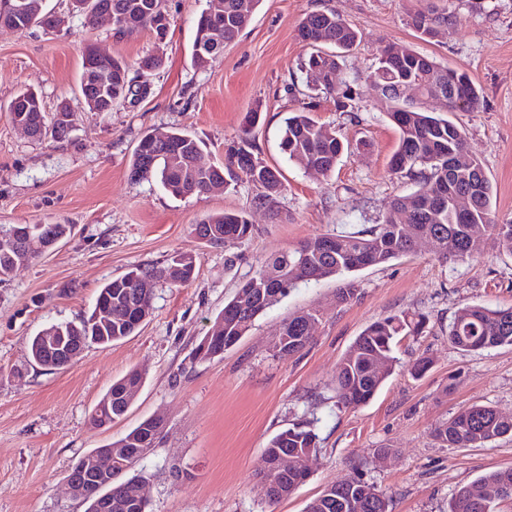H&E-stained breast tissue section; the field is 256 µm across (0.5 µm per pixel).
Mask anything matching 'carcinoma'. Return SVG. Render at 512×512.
<instances>
[{"instance_id":"cac0c4a2","label":"carcinoma","mask_w":512,"mask_h":512,"mask_svg":"<svg viewBox=\"0 0 512 512\" xmlns=\"http://www.w3.org/2000/svg\"><path fill=\"white\" fill-rule=\"evenodd\" d=\"M23 11L13 15L12 22L23 31L32 27L53 28L54 12L46 0H25ZM262 0H208L207 8L196 20L192 56L200 68L211 65L235 42L248 19ZM115 14L129 17L139 28L163 39L168 27L161 20L168 16L165 0H72L74 12L89 23L95 22L100 6ZM410 24L422 38H433L443 28L453 24L447 11H416ZM299 42L307 53L301 62L305 73L317 71L322 79L314 85L327 93L336 91L343 54L356 47L362 36L358 30L332 10L313 11L297 29ZM331 45L327 51L323 46ZM401 55L390 57L383 50L376 67L366 76L374 88L394 89L414 71L421 96L435 98L442 94L448 111L470 112L480 105V91L466 73L438 64L432 58L409 46L400 47ZM129 66L120 58H112L110 82L100 85L81 75L80 94L88 112H103L105 99L120 102L133 94L128 78ZM35 93H18L10 102L8 112L23 117L30 125L31 137L41 139L55 134L56 127H73L74 113L68 108L47 119L33 108ZM387 117L399 133L398 147L390 167L393 173L412 177L418 188L395 198L392 211L403 210L413 216L412 224H395L388 217L381 224L354 232H339L310 239L300 246L281 252L265 262L247 277L255 285V299L245 310H239L238 298L224 305L214 319L212 328L217 338L206 345L199 342L195 355L210 360L224 354L251 329L257 316L287 297L300 281H320L343 277L338 290L340 304H348L358 295V284L352 275L369 267H379L416 251L417 241L429 236L436 238V250L445 258L468 261L481 254L491 239L499 250L512 254V223L496 222L491 209L492 186L482 163L476 159L448 169V156L463 153L466 136L462 127L442 116L424 111L395 94ZM260 112L245 115L243 137L227 145L224 165L212 164L206 169L192 165L202 153V141L182 131L159 133L149 131L139 140L131 160L130 176L134 179L155 176L163 187L175 196H190L208 191L209 185L224 181L228 176L252 184L257 193L252 204L273 208L282 196L285 185L279 169L264 162L251 143V128L258 123ZM280 149L288 162L304 169L331 175L345 150L336 128L316 120L309 111L290 112L284 118ZM199 225L211 234L209 245H235L244 242L253 232V224L245 209L223 211L203 218ZM26 251L10 240L9 231L0 228V283L32 259ZM196 257L184 254L180 260H170L159 270L135 268L122 277L105 282L91 310L77 321L52 324L42 334L30 337V362L46 368L57 367L43 356L41 335L56 336L74 349L91 345L109 346L132 335L150 316L151 306H143L141 298L152 294L158 280L171 287L190 281ZM315 314L302 312L283 324L287 340L282 355L293 356L310 342ZM423 314H401L386 317L367 326L349 346L336 366V398L344 407L367 403L391 374L396 360L394 346L401 336L418 335L426 327ZM448 339L463 351L487 350L512 345V310H495L479 304H465L458 309L448 328ZM145 372L135 368L114 381L97 403L91 421L106 426L125 415L132 396L131 388L141 386ZM145 432L144 424L129 431L112 443L117 449L114 462L123 474L112 492L111 512H147L148 500L143 498L150 475L141 471L128 472L141 459L142 447L134 444L137 434ZM512 437V417L486 406H472L435 430L436 440L449 448L482 446L502 437ZM318 435L313 423L301 421L274 435L265 448V470L262 478L269 485L267 496L274 502L292 495L310 476L304 457L316 452ZM295 459L294 467H278L281 456ZM489 487L495 498H479L473 490ZM512 498V468L492 471L469 486L457 490L449 512H496L498 502ZM388 492L363 479L354 484L334 483L310 501L305 512H389Z\"/></svg>"}]
</instances>
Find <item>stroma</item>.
Wrapping results in <instances>:
<instances>
[{"instance_id": "stroma-1", "label": "stroma", "mask_w": 512, "mask_h": 512, "mask_svg": "<svg viewBox=\"0 0 512 512\" xmlns=\"http://www.w3.org/2000/svg\"><path fill=\"white\" fill-rule=\"evenodd\" d=\"M48 6L65 17L62 31L0 30V226L72 227L0 284V512H85L66 491L72 464L152 417L167 427L161 447L138 463L151 476L150 512H304L325 486L355 478L387 489L390 512H449L457 489L512 467V438L444 448L433 437L474 405L512 416V346L465 352L448 339L463 305L512 308V255L494 245L473 261L446 262L422 248L361 271L358 297L347 304L337 301L342 279L298 283L223 355L205 362L194 356L239 283L269 258L317 236L382 223L391 200L415 190L413 180L390 170L399 134L385 100L365 81L385 46H411L466 71L480 88L475 111L449 114L434 99L424 107L464 129L491 182L496 218L512 221V0H263L237 41L205 69L194 64L192 43L207 0H167L171 26L162 41L145 29L116 39L107 22L73 15L70 0ZM431 6L448 9L455 22L423 40L409 15ZM323 9L362 35L331 94L309 90L299 70L306 50L297 28ZM89 44L130 63L129 77L146 86V96L108 112L85 111L78 87ZM147 54L162 56L159 70L138 69ZM26 88L46 114L63 103L75 113L71 141L33 139L12 124L6 107ZM345 90L352 102L344 111L337 95ZM305 103L353 144L328 178L289 163L279 147L284 117ZM255 107L261 119L251 138L284 177L280 217L252 206L256 190L243 180L174 197L155 179L130 178L143 133L191 132L203 141L205 159L220 163ZM240 208L254 225L245 243L210 246L195 237L207 215ZM178 252L195 255L193 278L179 287L158 284L153 312L133 335L89 347L59 369L28 363L30 336L78 320L106 281L137 267L162 268ZM302 311L319 314L312 341L294 356H275L279 329ZM401 313L425 314L424 332L398 343L397 366L374 399L338 406L343 354L369 324ZM423 357L431 365L413 377L410 369ZM135 367L146 378L127 413L94 426L98 401ZM312 416L319 448L308 480L268 502L261 480L268 441ZM381 448L393 449L390 461L379 460Z\"/></svg>"}]
</instances>
